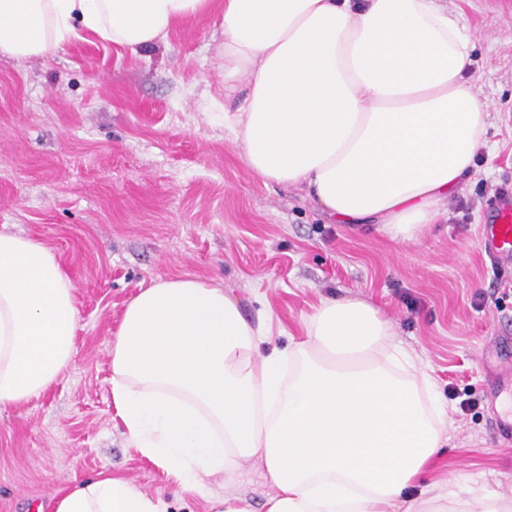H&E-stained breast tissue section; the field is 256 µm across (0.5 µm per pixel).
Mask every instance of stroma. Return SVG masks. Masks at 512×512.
<instances>
[{
  "label": "stroma",
  "mask_w": 512,
  "mask_h": 512,
  "mask_svg": "<svg viewBox=\"0 0 512 512\" xmlns=\"http://www.w3.org/2000/svg\"><path fill=\"white\" fill-rule=\"evenodd\" d=\"M472 37L475 91L490 104L486 145L447 214L418 243L377 224H331L306 191L264 184L239 160L214 18L190 21L140 55L91 39L53 56H0V231L61 258L81 311L75 362L50 390L0 410V512L39 506L111 473L165 512H213L231 493L253 512L273 496L258 464L210 498L182 491L130 448L114 418L108 343L138 288L173 276L224 287L247 315L268 307L289 334L326 296L370 302L432 370L448 442L422 486L467 482L512 495V443L487 398L512 339V265L481 238L495 192L512 190V0H447ZM468 410H461V403Z\"/></svg>",
  "instance_id": "35a3bbf8"
}]
</instances>
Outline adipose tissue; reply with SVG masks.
Returning a JSON list of instances; mask_svg holds the SVG:
<instances>
[{
  "instance_id": "ef3b65f1",
  "label": "adipose tissue",
  "mask_w": 512,
  "mask_h": 512,
  "mask_svg": "<svg viewBox=\"0 0 512 512\" xmlns=\"http://www.w3.org/2000/svg\"><path fill=\"white\" fill-rule=\"evenodd\" d=\"M219 16L224 128L264 183L306 190L336 224L423 240L474 167L488 105L474 45L445 0H0V54L45 58L92 36L132 54ZM77 285L59 256L0 231V409L39 397L73 364ZM267 308L184 276L139 288L109 345L129 443L207 494L246 462L276 489L266 512H512L464 483L411 498L448 439V408L392 322L356 298L321 299L288 352ZM53 512H164L112 476Z\"/></svg>"
}]
</instances>
